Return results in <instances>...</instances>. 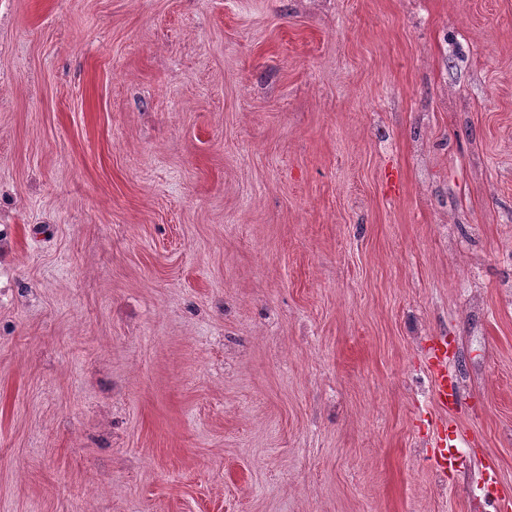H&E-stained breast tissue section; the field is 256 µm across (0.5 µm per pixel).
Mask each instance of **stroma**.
Returning <instances> with one entry per match:
<instances>
[{
	"label": "stroma",
	"mask_w": 512,
	"mask_h": 512,
	"mask_svg": "<svg viewBox=\"0 0 512 512\" xmlns=\"http://www.w3.org/2000/svg\"><path fill=\"white\" fill-rule=\"evenodd\" d=\"M489 494L512 0H0V512ZM447 342L444 345H438L434 348L432 356V366L434 370V381H435V395L437 404L444 408L451 409L454 405V394L452 390H449L447 377L445 375V368L447 365L448 351ZM446 431L445 429L442 435L438 436L434 453L437 467L441 470L453 468L457 460L454 443L457 438L456 430L448 427L447 434Z\"/></svg>",
	"instance_id": "stroma-1"
}]
</instances>
